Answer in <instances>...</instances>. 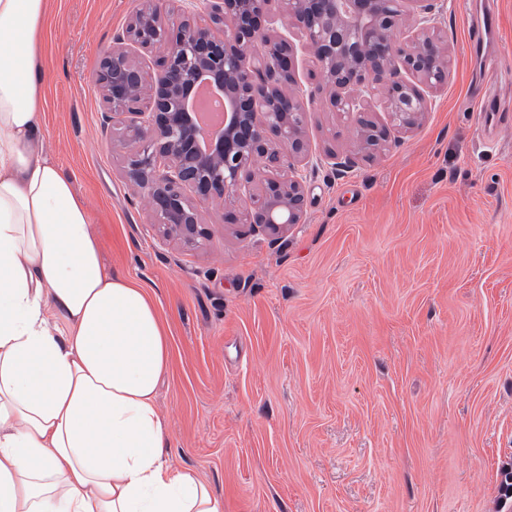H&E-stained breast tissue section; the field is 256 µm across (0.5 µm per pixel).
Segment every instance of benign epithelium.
<instances>
[{
    "label": "benign epithelium",
    "mask_w": 512,
    "mask_h": 512,
    "mask_svg": "<svg viewBox=\"0 0 512 512\" xmlns=\"http://www.w3.org/2000/svg\"><path fill=\"white\" fill-rule=\"evenodd\" d=\"M144 0L101 60L97 82L112 117L127 116V175L158 219L162 237L193 244L204 235L199 204L221 205L259 185L244 216L229 224H257L279 234L304 214L301 169L328 165L341 175L388 143L385 127L367 116L378 100L393 125L417 127L437 90L448 83V45L438 30L443 7L431 0ZM315 64L309 87L298 84L291 37ZM156 54V71L136 60ZM201 76L224 94V129L207 148L189 103ZM326 98L357 127L352 150L310 154L308 105Z\"/></svg>",
    "instance_id": "7a95c632"
}]
</instances>
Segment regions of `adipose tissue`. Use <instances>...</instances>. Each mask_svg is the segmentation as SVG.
Listing matches in <instances>:
<instances>
[{"label": "adipose tissue", "instance_id": "adipose-tissue-1", "mask_svg": "<svg viewBox=\"0 0 512 512\" xmlns=\"http://www.w3.org/2000/svg\"><path fill=\"white\" fill-rule=\"evenodd\" d=\"M48 0H0V512H223L165 458L170 363L151 295L109 273L45 154Z\"/></svg>", "mask_w": 512, "mask_h": 512}]
</instances>
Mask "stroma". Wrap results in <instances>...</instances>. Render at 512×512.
Returning <instances> with one entry per match:
<instances>
[{"label": "stroma", "instance_id": "stroma-1", "mask_svg": "<svg viewBox=\"0 0 512 512\" xmlns=\"http://www.w3.org/2000/svg\"><path fill=\"white\" fill-rule=\"evenodd\" d=\"M447 0L448 84L422 124L346 175L307 174L279 240L203 205L162 240L97 84L141 0H49L46 155L84 197L109 272L154 298L171 365L168 456L224 512H512V0ZM496 33L469 50L483 12ZM507 119L491 126L482 105ZM314 154L352 120L309 106Z\"/></svg>", "mask_w": 512, "mask_h": 512}]
</instances>
